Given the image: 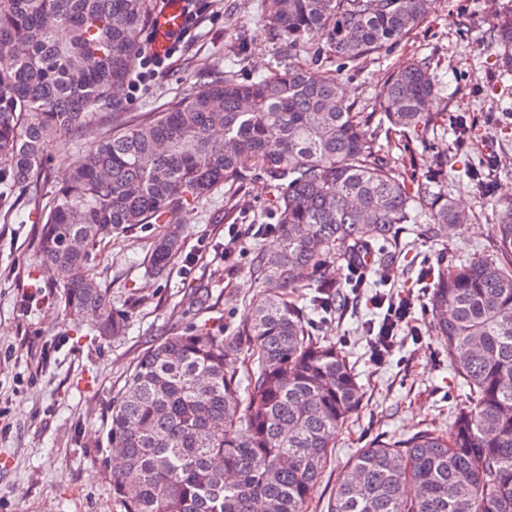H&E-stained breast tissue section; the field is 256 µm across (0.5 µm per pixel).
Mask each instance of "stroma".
<instances>
[{"instance_id": "1", "label": "stroma", "mask_w": 512, "mask_h": 512, "mask_svg": "<svg viewBox=\"0 0 512 512\" xmlns=\"http://www.w3.org/2000/svg\"><path fill=\"white\" fill-rule=\"evenodd\" d=\"M190 34L154 76L121 91L127 117L143 119L177 100L198 70L213 65L250 79L300 66L336 71L355 111L378 149L422 177L434 151L448 155V192L468 221L434 238L426 224L407 225L394 252L393 271L378 264L364 288L345 287L347 262L332 260L322 273L343 286L342 311L324 316L314 289L295 294L315 335L336 343L349 358L363 389L361 410L337 430L335 446L313 504L326 505L345 464L374 441H398L420 429L447 430L469 404L467 389L448 361L431 325L432 276L448 265L497 252L495 203L512 198V76L502 77L489 32L512 11V0H430L425 19L402 40L388 44L361 67L331 53L312 61L273 36L261 0H196ZM415 60L430 61L447 121L427 144L405 138L379 107L391 74ZM466 117L474 134L458 152L453 119ZM112 130L103 116L81 137L53 148L46 160V191H53L92 143ZM491 156L493 190L483 193L470 168ZM272 193L265 178L249 175L188 205L182 215V248L163 274L151 260L160 224L109 233L92 252L91 267L113 308L127 317L124 333L103 338L87 322L66 313L60 276L37 285V235L41 206L0 202V512H116L106 435L112 401L142 355L157 341L208 325L234 333L258 292L251 271L257 248H270L263 230ZM409 299L411 319L385 361L372 356L369 327L383 312L376 296Z\"/></svg>"}]
</instances>
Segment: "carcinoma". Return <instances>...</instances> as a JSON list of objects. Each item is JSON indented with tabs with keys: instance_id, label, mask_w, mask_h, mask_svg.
Wrapping results in <instances>:
<instances>
[{
	"instance_id": "obj_1",
	"label": "carcinoma",
	"mask_w": 512,
	"mask_h": 512,
	"mask_svg": "<svg viewBox=\"0 0 512 512\" xmlns=\"http://www.w3.org/2000/svg\"><path fill=\"white\" fill-rule=\"evenodd\" d=\"M157 0H0V198L45 203L39 265L68 272L65 309L102 336L125 318L90 269L110 231L165 224L160 270L179 249L183 209L243 178L273 191V251L256 253L260 294L234 334L207 325L151 348L112 407L110 470L121 512H310L332 438L363 405L336 344L310 331L287 292L315 280L336 249L374 252L400 225L426 218L433 236L462 216L445 188L444 158L419 183L382 155L336 74L302 67L239 80L210 68L173 107L112 131L45 196L49 151L104 113L133 75ZM427 0H261L265 23L292 48L360 64L406 37ZM512 70V13L489 33ZM427 61L382 88L388 122L416 139L445 113ZM497 255L439 272L432 326L469 388L446 432L376 441L343 468L326 512H512V199L496 205ZM250 351L242 370L227 357Z\"/></svg>"
}]
</instances>
